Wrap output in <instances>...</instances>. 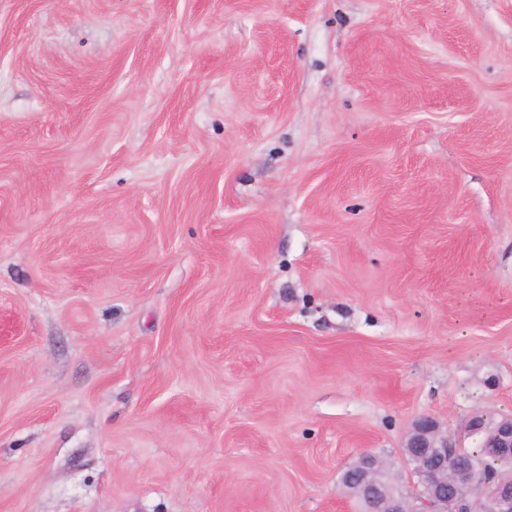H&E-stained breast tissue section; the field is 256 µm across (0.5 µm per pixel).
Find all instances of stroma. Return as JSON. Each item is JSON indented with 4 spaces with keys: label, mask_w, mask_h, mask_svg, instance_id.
I'll list each match as a JSON object with an SVG mask.
<instances>
[{
    "label": "stroma",
    "mask_w": 512,
    "mask_h": 512,
    "mask_svg": "<svg viewBox=\"0 0 512 512\" xmlns=\"http://www.w3.org/2000/svg\"><path fill=\"white\" fill-rule=\"evenodd\" d=\"M512 415V0H0V512H351Z\"/></svg>",
    "instance_id": "stroma-1"
}]
</instances>
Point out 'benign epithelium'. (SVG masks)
Returning a JSON list of instances; mask_svg holds the SVG:
<instances>
[{
    "label": "benign epithelium",
    "instance_id": "obj_1",
    "mask_svg": "<svg viewBox=\"0 0 512 512\" xmlns=\"http://www.w3.org/2000/svg\"><path fill=\"white\" fill-rule=\"evenodd\" d=\"M484 411L474 412L461 435L485 430ZM484 447L500 457L512 455V417L502 420L486 437ZM402 455L417 477L405 489L391 468L373 453L364 452L350 467L355 477L342 482L346 494L362 505L361 512H512V484L485 482L472 464L459 461L458 445L431 416L412 425Z\"/></svg>",
    "mask_w": 512,
    "mask_h": 512
}]
</instances>
